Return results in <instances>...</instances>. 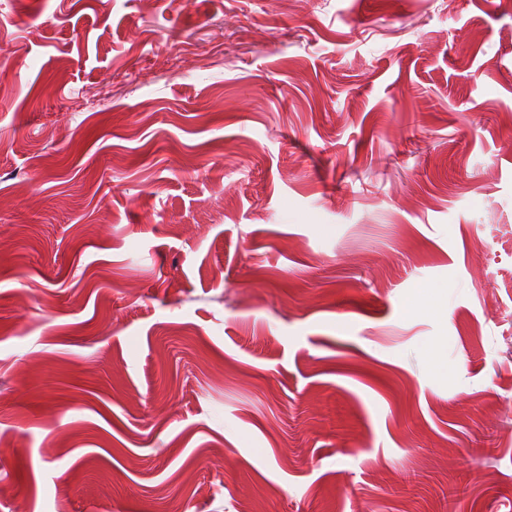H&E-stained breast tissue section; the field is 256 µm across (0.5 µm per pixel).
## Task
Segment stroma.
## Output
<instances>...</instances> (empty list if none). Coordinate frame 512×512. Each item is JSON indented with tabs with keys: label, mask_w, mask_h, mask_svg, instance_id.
<instances>
[{
	"label": "stroma",
	"mask_w": 512,
	"mask_h": 512,
	"mask_svg": "<svg viewBox=\"0 0 512 512\" xmlns=\"http://www.w3.org/2000/svg\"><path fill=\"white\" fill-rule=\"evenodd\" d=\"M512 0H0V512H512Z\"/></svg>",
	"instance_id": "stroma-1"
}]
</instances>
